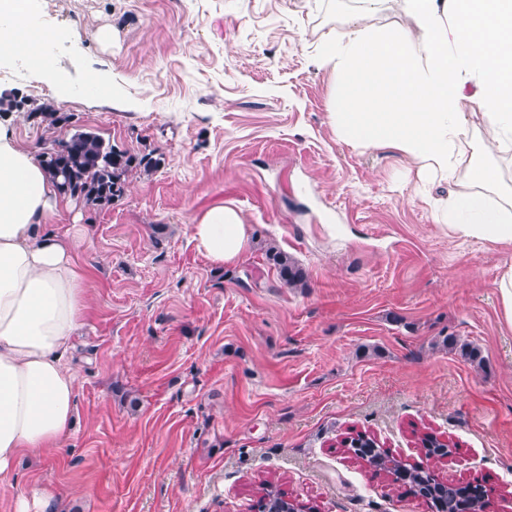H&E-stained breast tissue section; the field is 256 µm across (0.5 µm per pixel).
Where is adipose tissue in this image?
Wrapping results in <instances>:
<instances>
[{
	"label": "adipose tissue",
	"mask_w": 512,
	"mask_h": 512,
	"mask_svg": "<svg viewBox=\"0 0 512 512\" xmlns=\"http://www.w3.org/2000/svg\"><path fill=\"white\" fill-rule=\"evenodd\" d=\"M412 29L368 24L386 0H357L347 32L324 43L320 64L339 88L330 118L358 149L398 152L417 188L436 196V223L459 238L512 245V0H402ZM0 0V54L38 58ZM0 114V476L25 452L63 446L76 412L71 339L89 307L83 239L54 230L69 205ZM191 240L215 267L250 246L241 214L212 206Z\"/></svg>",
	"instance_id": "ef3b65f1"
}]
</instances>
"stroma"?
I'll use <instances>...</instances> for the list:
<instances>
[{"mask_svg":"<svg viewBox=\"0 0 512 512\" xmlns=\"http://www.w3.org/2000/svg\"><path fill=\"white\" fill-rule=\"evenodd\" d=\"M354 0H38L19 19L46 68L0 58V98L57 111L134 154L112 205L74 202L90 306L75 336L65 447L0 480V512H256L270 481L315 512H431L350 454L361 431L408 464L431 432L445 482L512 512V323L496 283L512 247L462 240L411 190L405 160L339 142L318 50ZM240 211L251 247L212 268L189 226ZM277 247L307 285L283 284ZM477 346L474 365L462 344Z\"/></svg>","mask_w":512,"mask_h":512,"instance_id":"stroma-1","label":"stroma"}]
</instances>
